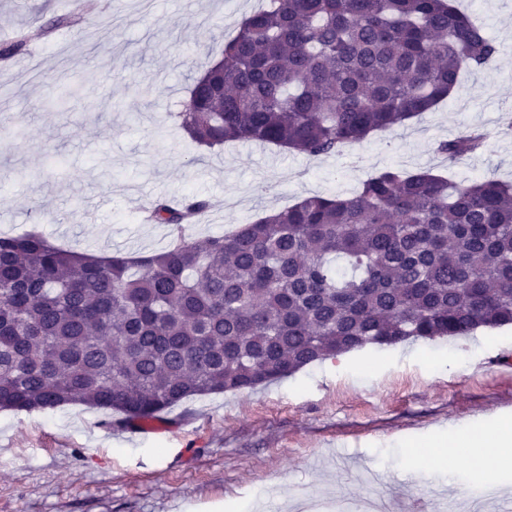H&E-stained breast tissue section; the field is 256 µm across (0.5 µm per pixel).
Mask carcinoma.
Masks as SVG:
<instances>
[{
	"mask_svg": "<svg viewBox=\"0 0 512 512\" xmlns=\"http://www.w3.org/2000/svg\"><path fill=\"white\" fill-rule=\"evenodd\" d=\"M24 46L20 33L0 59ZM500 54L454 0H267L173 117L208 148L329 156L431 110ZM485 143L472 129L436 151L453 164ZM210 207L154 200L170 244L138 257L0 235V411L88 405L125 428L367 345L512 324L511 183L386 168L351 197L187 237Z\"/></svg>",
	"mask_w": 512,
	"mask_h": 512,
	"instance_id": "cac0c4a2",
	"label": "carcinoma"
}]
</instances>
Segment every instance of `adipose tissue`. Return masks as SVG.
Here are the masks:
<instances>
[{
    "label": "adipose tissue",
    "mask_w": 512,
    "mask_h": 512,
    "mask_svg": "<svg viewBox=\"0 0 512 512\" xmlns=\"http://www.w3.org/2000/svg\"><path fill=\"white\" fill-rule=\"evenodd\" d=\"M420 458L429 464L441 465L444 474L455 475L460 464L486 482L512 468V430L497 429L495 433L474 430L449 441L447 447L432 446L420 451Z\"/></svg>",
    "instance_id": "obj_1"
}]
</instances>
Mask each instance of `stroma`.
Masks as SVG:
<instances>
[{
    "label": "stroma",
    "mask_w": 512,
    "mask_h": 512,
    "mask_svg": "<svg viewBox=\"0 0 512 512\" xmlns=\"http://www.w3.org/2000/svg\"><path fill=\"white\" fill-rule=\"evenodd\" d=\"M261 0H0V41L26 44L0 88V233L36 231L78 252L163 250L168 229L138 220V201H216L188 230L219 235L309 195H353L386 167L446 172L458 182L512 181V0H457L504 46L496 64L394 132L340 154L273 145H197L172 114ZM484 149L446 164L439 142L470 128ZM512 327L466 338L367 347L311 364L251 392L185 400L168 429L107 432L81 405L0 411V512H282L304 498L351 506L396 495L400 512H443L465 498L410 471L415 450L450 429L512 417Z\"/></svg>",
    "instance_id": "35a3bbf8"
}]
</instances>
